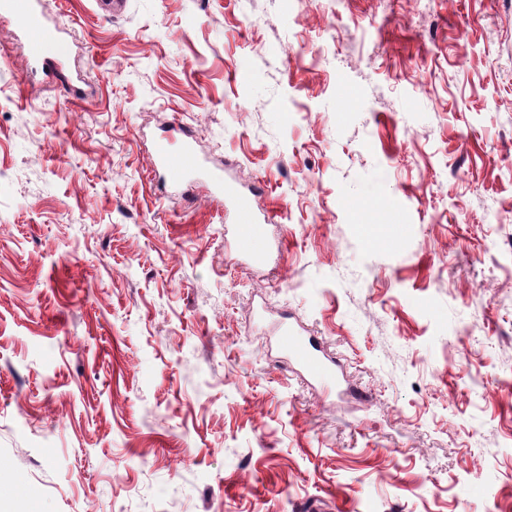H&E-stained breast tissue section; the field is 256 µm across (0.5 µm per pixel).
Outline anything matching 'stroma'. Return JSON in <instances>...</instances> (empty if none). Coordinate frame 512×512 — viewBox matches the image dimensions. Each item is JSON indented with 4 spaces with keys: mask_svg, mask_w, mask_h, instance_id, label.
<instances>
[{
    "mask_svg": "<svg viewBox=\"0 0 512 512\" xmlns=\"http://www.w3.org/2000/svg\"><path fill=\"white\" fill-rule=\"evenodd\" d=\"M45 11L85 94L0 16V512H512V0ZM175 119L265 264L153 172ZM214 187V201L220 206L229 205L236 219L233 237L236 253L255 265L266 263L268 250L261 247L266 233L267 216L257 211L249 195L230 183L224 184L221 174L211 178ZM277 345L293 369L322 385L338 386L343 368L335 356L328 354L316 336H305L283 318L278 325Z\"/></svg>",
    "mask_w": 512,
    "mask_h": 512,
    "instance_id": "35a3bbf8",
    "label": "stroma"
}]
</instances>
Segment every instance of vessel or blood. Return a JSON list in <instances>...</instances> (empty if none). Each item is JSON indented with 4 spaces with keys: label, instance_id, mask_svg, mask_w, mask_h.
<instances>
[{
    "label": "vessel or blood",
    "instance_id": "obj_1",
    "mask_svg": "<svg viewBox=\"0 0 512 512\" xmlns=\"http://www.w3.org/2000/svg\"><path fill=\"white\" fill-rule=\"evenodd\" d=\"M0 10L16 19L35 62L46 68L61 64L58 31L46 18L43 0H0ZM153 159L175 188L189 186L200 166L190 135L175 124L155 141ZM211 183L215 201L230 206L235 216L233 237L237 254L252 264H265L266 214L257 211L251 197L226 183L221 174H213ZM277 345L296 372L323 385L340 383L341 364L324 350L316 337L304 335L283 320L278 325Z\"/></svg>",
    "mask_w": 512,
    "mask_h": 512
}]
</instances>
